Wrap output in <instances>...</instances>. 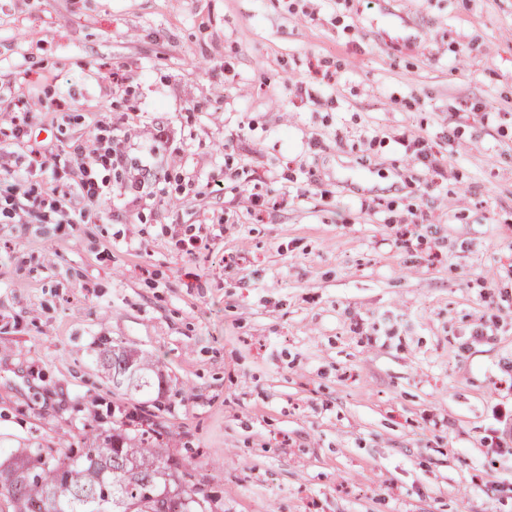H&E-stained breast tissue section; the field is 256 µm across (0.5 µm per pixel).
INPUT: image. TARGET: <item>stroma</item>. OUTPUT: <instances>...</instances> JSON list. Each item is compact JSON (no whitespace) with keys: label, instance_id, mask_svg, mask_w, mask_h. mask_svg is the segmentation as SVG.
Here are the masks:
<instances>
[{"label":"stroma","instance_id":"1","mask_svg":"<svg viewBox=\"0 0 512 512\" xmlns=\"http://www.w3.org/2000/svg\"><path fill=\"white\" fill-rule=\"evenodd\" d=\"M99 138L84 223L0 198V448L148 425L205 512H512V0H0V175ZM129 365H132V367H142L140 369V377L134 379L128 378ZM143 365L146 366V369H144ZM148 366L149 362H147L143 355L136 356L135 354L128 353L127 351L112 350V370L114 374H116L117 372L121 374V372L124 371L122 378H127L126 385H132V389L135 392H145L152 388V378L149 376L148 373H146L147 370H150Z\"/></svg>","mask_w":512,"mask_h":512}]
</instances>
